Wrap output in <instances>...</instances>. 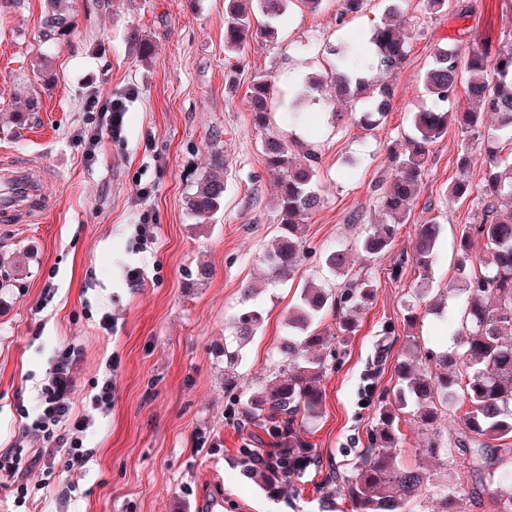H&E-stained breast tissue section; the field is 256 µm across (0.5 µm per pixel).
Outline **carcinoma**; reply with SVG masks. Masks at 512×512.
<instances>
[{
  "label": "carcinoma",
  "mask_w": 512,
  "mask_h": 512,
  "mask_svg": "<svg viewBox=\"0 0 512 512\" xmlns=\"http://www.w3.org/2000/svg\"><path fill=\"white\" fill-rule=\"evenodd\" d=\"M224 48L235 51L255 35L271 38L288 0H257L266 23L256 26L245 0H226ZM368 0H339L336 25L347 16L361 14ZM390 0L388 20L375 27L369 37V62L358 67L349 64L341 51L336 65L325 76L308 86L334 96L342 107L340 115L354 120L365 131L384 124L393 92L374 83L365 69L392 72L407 56V46L399 32L402 24L400 3ZM75 22L70 13L55 7L42 14L39 38L43 43H60L72 33ZM488 50H474L460 57L453 47L438 48L423 86L441 102L454 104L460 84H465L467 107L464 111L417 112L414 134L405 139L404 151L391 178L373 186L381 220L369 225L360 246L372 259L394 243L397 227L407 223L417 198L430 155V145L458 129L457 144L461 169L470 167L477 149L483 116L492 114L496 131L512 140V47L497 54L494 72L488 73ZM274 97L273 84L264 74L254 75L248 88V102L254 127L265 133L264 154L268 170L278 185L280 221L272 250L264 254L267 281L276 284L293 276L303 256L302 228L307 216L321 202L313 182L318 154L308 148L296 158L289 144L269 132ZM484 176L480 193L478 222L461 229L457 245L455 279L448 292L460 298L461 309L454 330L455 350L422 349L409 337L406 355L397 360L398 379L395 401L376 410L370 448L355 473L344 480L345 499L352 512H402L421 499L425 491L438 487L444 492L448 512H465L457 491L465 481L482 476L491 484L512 480V472L498 468V452L512 454V205L502 208L503 199L512 201V161L499 157V151L484 142ZM224 199V156L214 154L209 172L197 182L188 197L190 212L203 218L213 216ZM439 234L436 218L421 220L412 252V262L428 272L434 259ZM485 243L486 254L475 253L476 242ZM332 274L343 287L334 291L309 282L302 288L300 304L288 315V334L279 351L283 358L278 375L258 396L246 399L245 414L258 427L279 440L277 453L288 463V474L298 476L315 464L311 449L298 436L295 423L316 417L322 411L320 388L325 373L323 351L332 341H347L356 332L353 313L375 296L373 281L352 272L347 251L338 248L325 256ZM336 314V331L320 327L323 319ZM262 313L249 308L233 322V335L246 341L262 324ZM424 426L434 424L443 413H454L455 428L446 437H437L426 448L433 457L448 455L457 448L465 452L462 462L449 469L447 479L436 484L423 467H401L396 454L400 439L401 412Z\"/></svg>",
  "instance_id": "1"
}]
</instances>
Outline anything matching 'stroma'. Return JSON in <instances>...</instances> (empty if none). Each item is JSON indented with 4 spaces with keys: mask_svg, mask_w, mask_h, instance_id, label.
<instances>
[{
    "mask_svg": "<svg viewBox=\"0 0 512 512\" xmlns=\"http://www.w3.org/2000/svg\"><path fill=\"white\" fill-rule=\"evenodd\" d=\"M73 14L68 41L38 38L47 0L0 5V181L20 174L41 190L36 203L0 211V450L33 454L46 442L27 426L55 358L74 350L70 401L82 413L104 377L112 406L83 436L87 461L69 466L65 453L26 474L18 499L0 476V512H349L329 487L350 475L369 446L376 408L394 400V365L408 345L446 349L454 329L448 299L442 314L404 317L417 286L411 261L416 222L436 216L441 233L429 270L435 294L455 274L456 239L472 222L477 195L451 201L460 178L479 185L481 162L458 165L456 128L432 144L430 162L411 219L399 225L392 248L365 259L360 236L378 217L372 187L386 178L414 113L439 109L422 77L436 47L504 50L512 46V0H449L432 13L407 0L402 31L408 56L387 76L393 100L385 123L365 135L336 116L327 96L309 92L300 112L288 96L308 75L329 70L338 47L355 62L370 54L369 34L384 18L383 0L336 24V0L310 11L288 0L274 39H249L224 51V0H62ZM137 29L153 46L140 57L125 36ZM271 79L276 104L270 129L315 146L322 207L306 219L305 250L291 280L270 286L263 256L280 219L273 176L254 128L248 87L255 74ZM234 86H226V77ZM96 88L99 103L86 95ZM37 97L34 115L16 124V106ZM123 99L118 124L103 134L94 160L85 157L84 131L107 123L104 106ZM224 155V200L213 218L199 221L186 198L215 152ZM150 188L140 200L141 188ZM360 223H348L350 214ZM149 220L153 239L140 245L137 226ZM345 248L354 270L376 285L371 304L357 311V331L332 344L321 381L323 409L297 431L319 463L267 493L243 467V451L265 452L276 441L253 426L238 402L265 386L281 361L290 307L308 281L336 284L324 258ZM406 265L393 277L398 260ZM142 276L134 280L132 269ZM208 277H198L200 269ZM254 285L263 326L236 367L237 388L224 384V346L242 307L240 289ZM411 415L400 420V462L440 468L419 456L434 431Z\"/></svg>",
    "mask_w": 512,
    "mask_h": 512,
    "instance_id": "1",
    "label": "stroma"
}]
</instances>
